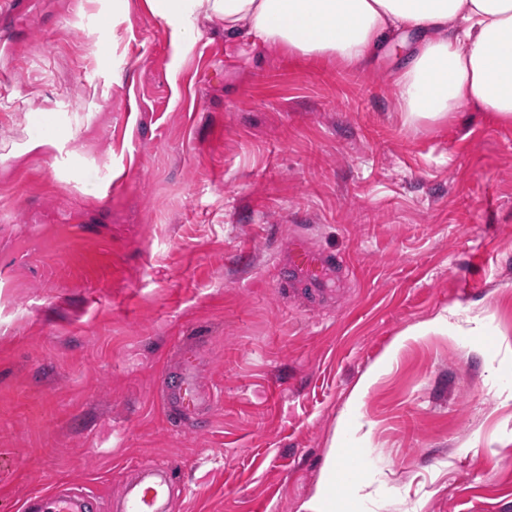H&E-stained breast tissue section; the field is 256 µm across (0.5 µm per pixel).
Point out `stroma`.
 <instances>
[{
    "mask_svg": "<svg viewBox=\"0 0 512 512\" xmlns=\"http://www.w3.org/2000/svg\"><path fill=\"white\" fill-rule=\"evenodd\" d=\"M193 26L178 61L147 0L0 9V512L161 464L169 512H512V124H404L399 53ZM189 348L203 429L160 393ZM334 259V257L326 254H313L306 248L299 246L292 254L290 266L293 273L299 272L305 275L314 285L321 280L323 272Z\"/></svg>",
    "mask_w": 512,
    "mask_h": 512,
    "instance_id": "35a3bbf8",
    "label": "stroma"
}]
</instances>
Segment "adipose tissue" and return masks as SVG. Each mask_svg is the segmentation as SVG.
Listing matches in <instances>:
<instances>
[{
    "instance_id": "ef3b65f1",
    "label": "adipose tissue",
    "mask_w": 512,
    "mask_h": 512,
    "mask_svg": "<svg viewBox=\"0 0 512 512\" xmlns=\"http://www.w3.org/2000/svg\"><path fill=\"white\" fill-rule=\"evenodd\" d=\"M170 29L173 55L194 44L197 12L222 18L305 58L363 65L397 33L415 40L393 74L405 123L472 107L512 124V0H148Z\"/></svg>"
}]
</instances>
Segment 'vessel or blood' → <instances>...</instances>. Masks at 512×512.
I'll return each mask as SVG.
<instances>
[{
    "mask_svg": "<svg viewBox=\"0 0 512 512\" xmlns=\"http://www.w3.org/2000/svg\"><path fill=\"white\" fill-rule=\"evenodd\" d=\"M331 261L329 255H317L300 246L292 254L291 269L316 283ZM159 382L164 405L182 419H192L216 401L215 393L198 383L195 355L182 354L175 369L161 371ZM174 483L170 467L142 468L138 481L126 489L117 508L119 512H165ZM91 507L90 495L72 489L36 496L28 505L29 512H90Z\"/></svg>",
    "mask_w": 512,
    "mask_h": 512,
    "instance_id": "b4317fda",
    "label": "vessel or blood"
}]
</instances>
